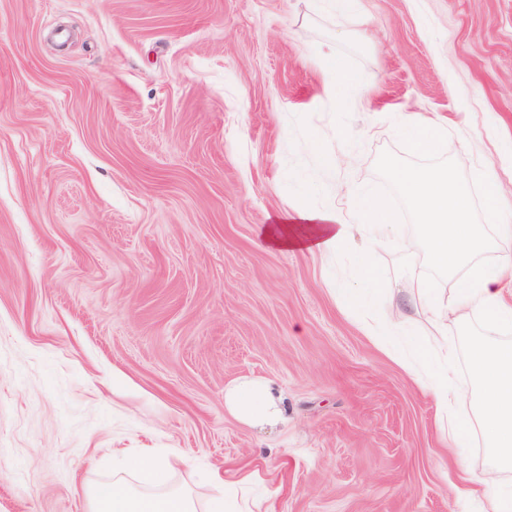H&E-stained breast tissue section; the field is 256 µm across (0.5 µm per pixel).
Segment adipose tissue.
I'll return each instance as SVG.
<instances>
[{
    "instance_id": "obj_1",
    "label": "adipose tissue",
    "mask_w": 512,
    "mask_h": 512,
    "mask_svg": "<svg viewBox=\"0 0 512 512\" xmlns=\"http://www.w3.org/2000/svg\"><path fill=\"white\" fill-rule=\"evenodd\" d=\"M397 178L405 198L419 215L429 263L451 276L464 266L470 267L471 273L458 281L451 298H443L428 287L413 296L410 304L426 314L433 336L419 347L416 355L401 349H390L389 355L435 402L443 433L453 447L464 448V427L471 415H479L488 433L491 452L501 466L511 467L512 345L473 341L472 383L460 387L448 375L453 347L447 333L449 321H466L475 311L483 312L501 328H512V302L503 291L505 278L512 276V207L506 206L495 178L485 175V194L490 202L485 220L497 228L496 240L491 243L474 220L470 193L446 171L404 168ZM399 221V212L384 196L349 190L343 205L277 215L273 223L261 228L260 234L277 248L328 256L336 254L356 232L363 237L370 254L384 244ZM491 244L502 254L499 267H471L472 257ZM369 254L359 261L355 287L341 289L340 294L349 307L369 316V335L388 347L393 337L401 335L404 323L373 318L372 296L379 280ZM224 402L249 421H264L277 412L272 384L268 381L228 391ZM86 496L89 512H197L191 493L183 489L138 492L115 482L92 487ZM457 498L463 503L481 502L482 512H512V488L502 487L489 478L462 477Z\"/></svg>"
}]
</instances>
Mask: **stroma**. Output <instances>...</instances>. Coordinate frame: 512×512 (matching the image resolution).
Instances as JSON below:
<instances>
[{"instance_id":"35a3bbf8","label":"stroma","mask_w":512,"mask_h":512,"mask_svg":"<svg viewBox=\"0 0 512 512\" xmlns=\"http://www.w3.org/2000/svg\"><path fill=\"white\" fill-rule=\"evenodd\" d=\"M330 50L366 98L333 96ZM400 112L442 125L437 155ZM505 137L512 0H361L345 19L313 0H0V512H86L85 488L140 485L117 455L140 448L200 512L215 472L275 512H458L463 468L512 486L478 422L454 456L434 402L334 295L356 247L326 260L259 235L336 203L331 179L390 198L417 239L387 159L447 170L484 216V173L512 199ZM373 261L378 312L424 344L405 300L454 278L421 247ZM475 338L512 330L449 323L464 387ZM265 380L275 420L225 405Z\"/></svg>"}]
</instances>
